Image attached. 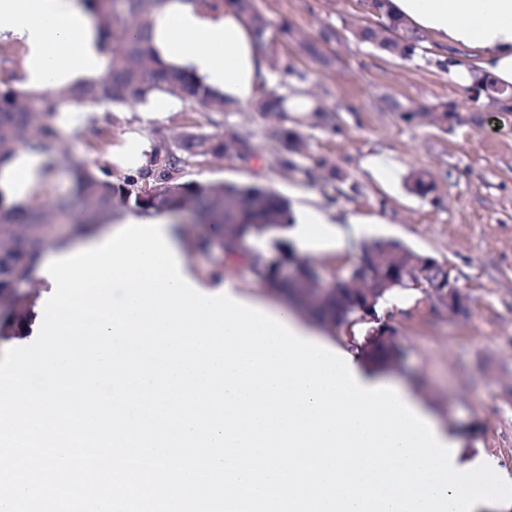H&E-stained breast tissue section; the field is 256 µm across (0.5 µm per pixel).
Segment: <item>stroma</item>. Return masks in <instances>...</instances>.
<instances>
[{
    "label": "stroma",
    "mask_w": 512,
    "mask_h": 512,
    "mask_svg": "<svg viewBox=\"0 0 512 512\" xmlns=\"http://www.w3.org/2000/svg\"><path fill=\"white\" fill-rule=\"evenodd\" d=\"M255 4L270 23L260 55L293 67L289 73L271 69L270 86L288 96L311 98L316 111L286 112L277 119L246 105L219 115L185 110L172 98L165 118L146 125L143 105L119 110L102 105L94 118L82 113L74 124L59 128L57 193L69 186L72 162L95 161L116 169L112 152L92 149L99 129L107 125L117 142L143 124L157 145L184 132L246 135L247 155L208 159L186 169L185 179L260 184L294 208L370 216L371 224L345 249L333 255L307 252L322 282L346 277L362 244L375 239L399 241L448 265L472 299L469 315L450 319L426 305L416 290L379 303L377 314L394 330L402 349L398 368L386 375L433 406L441 426L459 444L461 463L492 461L498 475L512 482V112H477L466 88L451 74L427 66L425 58L405 61L357 41L352 29L369 19L364 0ZM305 40L328 58V65L303 53ZM386 97L408 108L453 100L462 108L452 130L444 131L383 110ZM276 125L296 129L307 143V154L297 158L294 169L279 167V146L268 137ZM375 154L389 156L404 173L425 171L432 191L417 195L405 180L398 194H390L362 166ZM321 159L338 168L340 177H310L309 169ZM172 221L198 279L208 284L231 280L266 308L280 304V297L246 264L196 246L206 228L192 215L179 214Z\"/></svg>",
    "instance_id": "stroma-1"
}]
</instances>
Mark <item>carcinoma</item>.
<instances>
[{"label":"carcinoma","instance_id":"1","mask_svg":"<svg viewBox=\"0 0 512 512\" xmlns=\"http://www.w3.org/2000/svg\"><path fill=\"white\" fill-rule=\"evenodd\" d=\"M95 20L99 36L121 43L112 55L107 75L80 86L45 89L40 92L0 87V170L13 159L21 147L44 158L43 168L34 182L28 202L7 204L0 193V348L22 338L36 316L38 294L21 292L17 285L35 274L43 247L63 244L55 235L53 223L46 218L43 199L50 192L49 178L56 166L57 131L49 122H34V116L45 111L48 98L55 100L54 110L64 108L93 112L103 103L115 107L144 103L156 92L164 93L182 103L205 106L211 112H229L224 96L185 70L163 63L151 39L156 15L169 0H81ZM255 41L265 43L269 21L255 0H237ZM386 0H366L368 12L375 21L353 30L361 43L392 57L411 60L423 49L426 37L405 28L384 12ZM470 98L483 100L487 107L499 112H512V88L500 86L491 76L481 75L468 87ZM285 97L275 88L260 89L255 101L258 112H283ZM391 112L403 111L396 100H384ZM460 104L451 101L431 109L403 111L409 120L421 118L446 131L452 127L448 117L456 114ZM269 136L281 146L280 164L287 169L293 157L303 154L306 143L301 135L284 127H273ZM181 145L171 151L164 145L153 148L146 166L120 175L96 172L90 163L80 161L71 167V186L67 196H59L54 209L67 219L70 227L82 231L89 224H106L117 212L152 210L169 214L191 204L209 234L225 236V254L239 255L238 235L261 234L287 227L288 202L258 185H226L222 182L201 184L182 180L180 173L222 151L247 152L248 140L239 132L178 135ZM384 247L403 255L413 250L391 239H377L364 245L366 257ZM279 261L296 263L300 275H306L307 262L301 260L292 246L283 243ZM251 269L261 279L271 281L276 271L266 265L264 257H249ZM365 310L358 292L340 284L336 288V306L331 315L336 324L356 317ZM361 348L372 364L390 363L398 359L397 349L385 343L373 326L364 337Z\"/></svg>","mask_w":512,"mask_h":512}]
</instances>
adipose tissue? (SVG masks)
<instances>
[{"label": "adipose tissue", "instance_id": "obj_1", "mask_svg": "<svg viewBox=\"0 0 512 512\" xmlns=\"http://www.w3.org/2000/svg\"><path fill=\"white\" fill-rule=\"evenodd\" d=\"M391 16L450 46L476 50L474 64L457 66L453 78L471 85L474 73L512 85V0H388ZM0 37L27 48L28 85L54 88L89 76L98 58V38L78 0H0ZM152 40L165 62L186 68L232 106H244L267 82V66L235 0L218 8L191 9L169 0L157 14ZM41 166L39 156L18 153L0 171L7 202L24 197ZM291 232L301 248L337 250L344 234L326 212L304 207L291 214Z\"/></svg>", "mask_w": 512, "mask_h": 512}]
</instances>
